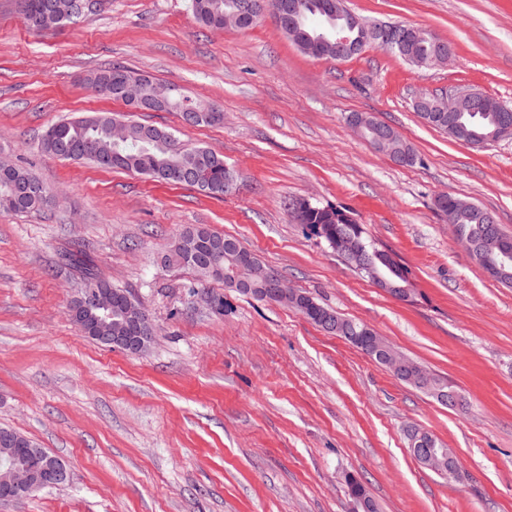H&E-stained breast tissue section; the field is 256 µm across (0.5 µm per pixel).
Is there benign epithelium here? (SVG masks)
I'll use <instances>...</instances> for the list:
<instances>
[{
  "label": "benign epithelium",
  "instance_id": "7a95c632",
  "mask_svg": "<svg viewBox=\"0 0 512 512\" xmlns=\"http://www.w3.org/2000/svg\"><path fill=\"white\" fill-rule=\"evenodd\" d=\"M296 10L295 0H240L236 10L224 15V27L244 29L266 16L281 27L285 24V17L294 16ZM287 32L306 54L318 57L325 50L329 58L336 61H343L362 53L368 47L379 46L390 40L400 47L405 59H414L424 67L443 65L451 56V49L426 29L404 25L390 37L387 30L365 24L354 14L348 17V30L330 38H307L297 28L295 20L288 23ZM426 42L436 45V52L431 57L416 53V49ZM153 83V79L143 74L133 78L118 77L116 83L112 85V90L134 112H156L168 108L166 98L146 92L147 87ZM478 96L479 92L464 88L440 94L421 92L414 97L412 107L416 112L448 113V128L456 130L458 129L456 113L475 104ZM348 125L377 150L388 155L392 154L390 142L394 135L375 130L366 116L352 115ZM334 249L342 260L371 280L377 287L400 302L412 301L411 289L393 287L382 273L360 261L363 252L361 246L338 238ZM239 289L249 293L254 291L265 297L273 296L283 302L302 297L301 293L289 288L281 278L269 282L265 288L252 290L247 285L241 284ZM72 314L81 318L83 330L91 334V340L99 344L117 347L134 355L145 353L151 344L149 336L97 335L98 330L109 326V320L112 319V289L110 288H101L89 283L82 284V288L72 302ZM122 316L142 329L154 327L147 311L132 300L123 304ZM350 340L361 346L365 354L383 364L395 378L411 383L423 391L427 390L426 369L397 351L374 329L363 326L358 331V335L350 337ZM407 436L410 451L420 465L433 469L437 474L450 480L459 477L454 449L428 447L431 433L418 427L410 429ZM71 478V470L62 459L49 454L42 448H27L23 459L10 460L9 464L0 471V501L20 500L43 488L64 486L70 483ZM347 484L351 512H375L376 506L373 500L357 487L356 478L347 479Z\"/></svg>",
  "mask_w": 512,
  "mask_h": 512
}]
</instances>
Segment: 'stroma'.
I'll return each instance as SVG.
<instances>
[{
    "instance_id": "obj_1",
    "label": "stroma",
    "mask_w": 512,
    "mask_h": 512,
    "mask_svg": "<svg viewBox=\"0 0 512 512\" xmlns=\"http://www.w3.org/2000/svg\"><path fill=\"white\" fill-rule=\"evenodd\" d=\"M347 5L427 29L450 61L417 67L378 47L317 59L268 19L207 29L190 0H88L77 21L37 32L19 0H0V152L60 195L40 212L0 210V427L72 472L0 512H349V474L379 512H512V287L470 258L435 204L446 193L471 201L512 235V139L473 147L412 109L418 92L454 87L512 106V0ZM116 65L216 103L223 122L128 113L85 83ZM93 112L215 151L232 191L214 198L41 151L50 126ZM353 112L393 127L416 162L373 148L348 126ZM299 199L363 224L407 268L413 302L296 223ZM192 225L238 239L291 288L369 325L463 405L439 404L293 308L163 265ZM77 250L149 313L157 333L144 354L97 344L71 319L81 282L62 256ZM413 427L455 450L459 479L415 461Z\"/></svg>"
}]
</instances>
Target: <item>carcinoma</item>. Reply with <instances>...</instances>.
Returning a JSON list of instances; mask_svg holds the SVG:
<instances>
[{
	"label": "carcinoma",
	"mask_w": 512,
	"mask_h": 512,
	"mask_svg": "<svg viewBox=\"0 0 512 512\" xmlns=\"http://www.w3.org/2000/svg\"><path fill=\"white\" fill-rule=\"evenodd\" d=\"M233 0H191V10L195 20L201 25L215 30L224 27V9ZM323 0H304L301 27L313 36L328 35L334 26L321 8ZM51 0H21L28 25L36 30H53L81 15L77 11L63 15L49 8ZM112 74L108 68L88 77V86L97 94L115 98L110 88H100L97 82ZM502 117L497 105L485 102L471 112L463 113L462 121L466 130L458 138L470 141L467 131L484 132ZM113 116L107 112H97L54 124L41 142L46 154L60 160L89 161L103 169H116L145 175L152 180L166 184H181L180 178L154 175L147 168L180 166L189 177H198L191 186L214 197L224 195L220 186L224 185V157L198 146H190L168 131L137 122L129 125L127 136L119 142L112 141L110 128ZM43 183L28 168L17 166L6 174H0V209L15 213L39 211L45 202L37 197ZM485 209L477 206L463 209L456 214L457 237L465 241L473 236L479 242L483 253L501 264L499 282L512 280V257L502 260L496 248V241L512 240V235L504 232L499 224L484 223ZM302 224L316 237L327 240L338 234L366 245V256L374 257L379 267L392 255L374 246L366 236L362 225L350 215L332 206H313L304 216ZM247 251L238 240L225 237L205 226L184 229L173 241L163 256L167 265L184 266L193 269L202 279H224L222 270L231 267L238 271L239 278L254 288L264 287L272 269L267 267L257 255L241 259ZM66 260L83 281H97L111 287L102 278L90 259L70 253Z\"/></svg>",
	"instance_id": "obj_1"
}]
</instances>
